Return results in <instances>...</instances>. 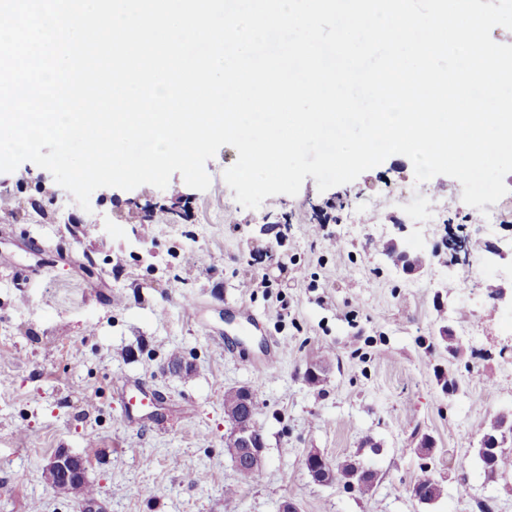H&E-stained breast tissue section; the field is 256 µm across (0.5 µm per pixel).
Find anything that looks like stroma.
Returning a JSON list of instances; mask_svg holds the SVG:
<instances>
[{"mask_svg":"<svg viewBox=\"0 0 512 512\" xmlns=\"http://www.w3.org/2000/svg\"><path fill=\"white\" fill-rule=\"evenodd\" d=\"M237 157L224 146L207 161L208 190L177 173L163 190L100 188L62 224L50 172L26 161L0 175L14 205L0 213V512H278L285 499L300 512H512V468L491 479L478 457L488 419L512 415V301L491 296L512 286V173L491 224L457 180L416 183L397 155L246 209L223 177ZM330 203L336 220L319 225ZM390 240L422 267L385 255ZM273 341L278 362L258 369ZM175 352L189 372L167 370ZM239 386L257 394L266 441L253 480L224 451V392ZM140 389L155 404H131ZM312 450L360 461L373 490L314 482ZM60 451L89 459L90 502L48 485ZM425 467L443 489L431 503L412 493Z\"/></svg>","mask_w":512,"mask_h":512,"instance_id":"1","label":"stroma"}]
</instances>
